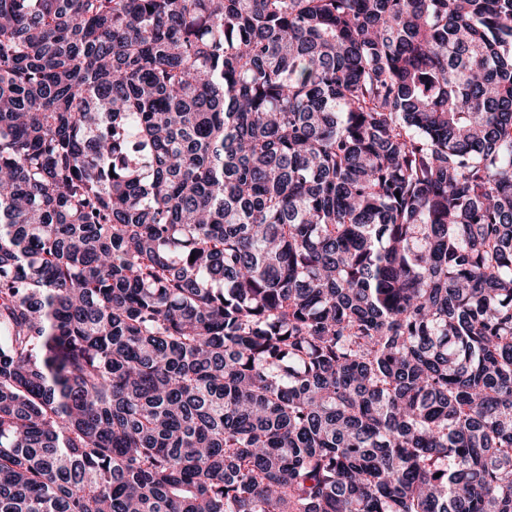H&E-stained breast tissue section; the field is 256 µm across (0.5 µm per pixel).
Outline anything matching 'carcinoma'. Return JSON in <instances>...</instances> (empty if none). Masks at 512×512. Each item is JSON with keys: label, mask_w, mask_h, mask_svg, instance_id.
I'll list each match as a JSON object with an SVG mask.
<instances>
[{"label": "carcinoma", "mask_w": 512, "mask_h": 512, "mask_svg": "<svg viewBox=\"0 0 512 512\" xmlns=\"http://www.w3.org/2000/svg\"><path fill=\"white\" fill-rule=\"evenodd\" d=\"M0 512H512V0H0Z\"/></svg>", "instance_id": "carcinoma-1"}]
</instances>
